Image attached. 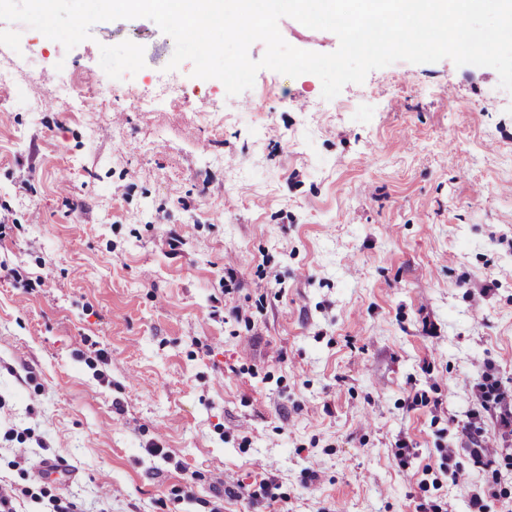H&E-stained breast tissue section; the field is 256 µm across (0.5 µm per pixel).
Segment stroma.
<instances>
[{"label": "stroma", "instance_id": "35a3bbf8", "mask_svg": "<svg viewBox=\"0 0 512 512\" xmlns=\"http://www.w3.org/2000/svg\"><path fill=\"white\" fill-rule=\"evenodd\" d=\"M91 34L68 51L0 21L16 512H469L490 489L487 512H512V437L476 390L512 387L497 72L398 61L327 100L315 75L262 69L231 96L168 70L152 20Z\"/></svg>", "mask_w": 512, "mask_h": 512}]
</instances>
